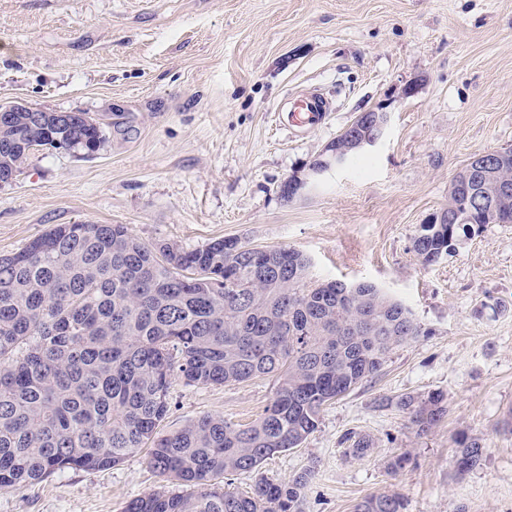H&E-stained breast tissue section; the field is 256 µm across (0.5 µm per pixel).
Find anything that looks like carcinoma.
I'll list each match as a JSON object with an SVG mask.
<instances>
[{"instance_id": "cac0c4a2", "label": "carcinoma", "mask_w": 512, "mask_h": 512, "mask_svg": "<svg viewBox=\"0 0 512 512\" xmlns=\"http://www.w3.org/2000/svg\"><path fill=\"white\" fill-rule=\"evenodd\" d=\"M102 123L40 126L28 112L0 121V179L36 147L86 152L105 144ZM475 175L477 196L490 178ZM449 209L420 225L413 251L437 262L467 236ZM479 224H512V206ZM309 260L291 248L257 250L237 238L184 250L148 244L123 224H57L0 255V490L66 469L100 471L150 445V466L197 491H153L125 512H300L308 471L249 495L211 480L251 472L295 448L323 407L377 374L387 356L422 333L411 310L368 282H307ZM273 375L277 388L247 426L206 415L165 436L169 388ZM398 408L422 433L447 412L444 396L403 395ZM485 446L460 441L457 468L479 466ZM396 492L369 495L355 512H406Z\"/></svg>"}]
</instances>
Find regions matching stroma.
<instances>
[{"label":"stroma","instance_id":"1","mask_svg":"<svg viewBox=\"0 0 512 512\" xmlns=\"http://www.w3.org/2000/svg\"><path fill=\"white\" fill-rule=\"evenodd\" d=\"M312 91L332 102L322 123H280L287 98ZM11 101L90 113L108 140L91 159L27 155L0 185V254L81 222L186 250L235 237L302 252L311 283H373L419 322L376 376L324 406L302 445L219 487L248 495L310 469L302 512H353L393 491L407 512H512V433L501 427L512 412V224L476 228L428 266L412 248L470 158L512 147V0H0V102ZM380 104L382 141L283 197ZM275 390L271 376L173 380L158 430L208 414L252 423ZM438 391L448 412L419 432L396 401ZM352 434L371 438L365 456L349 454ZM464 437L486 460L460 474ZM148 455L0 491V512H123L176 490Z\"/></svg>","mask_w":512,"mask_h":512}]
</instances>
